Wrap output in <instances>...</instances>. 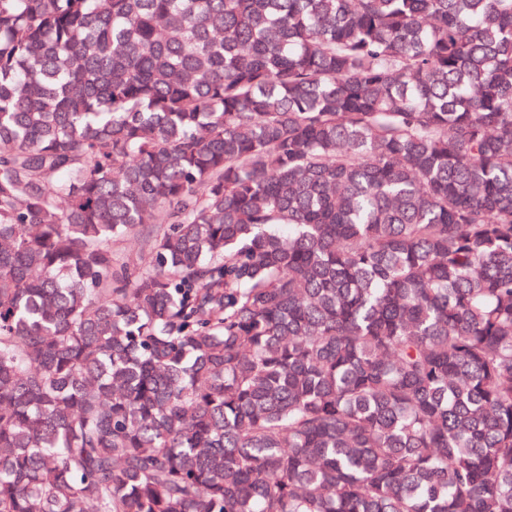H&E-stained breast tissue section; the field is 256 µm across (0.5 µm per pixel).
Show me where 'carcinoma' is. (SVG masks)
I'll return each instance as SVG.
<instances>
[{"mask_svg":"<svg viewBox=\"0 0 512 512\" xmlns=\"http://www.w3.org/2000/svg\"><path fill=\"white\" fill-rule=\"evenodd\" d=\"M0 512H512V0H0Z\"/></svg>","mask_w":512,"mask_h":512,"instance_id":"1","label":"carcinoma"}]
</instances>
